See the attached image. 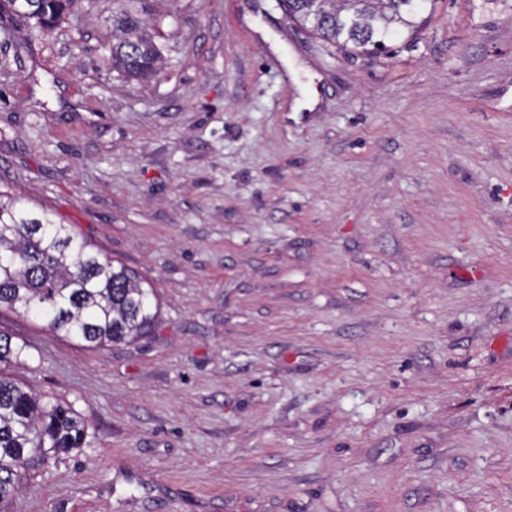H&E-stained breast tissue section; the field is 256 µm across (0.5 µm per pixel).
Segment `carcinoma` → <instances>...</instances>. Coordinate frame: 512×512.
I'll return each mask as SVG.
<instances>
[{
  "label": "carcinoma",
  "mask_w": 512,
  "mask_h": 512,
  "mask_svg": "<svg viewBox=\"0 0 512 512\" xmlns=\"http://www.w3.org/2000/svg\"><path fill=\"white\" fill-rule=\"evenodd\" d=\"M83 0H0L5 11L44 29L80 12ZM439 0H282L288 16L325 43L349 54L379 56L387 42L414 38ZM150 0H112V70L136 81L162 72L150 33ZM0 309L42 320L48 330L87 348L131 343L153 332L154 289L47 210L33 211L0 191ZM24 347L0 331V365ZM87 426L69 407L41 398L0 369V502L21 478L50 459L83 447Z\"/></svg>",
  "instance_id": "1"
}]
</instances>
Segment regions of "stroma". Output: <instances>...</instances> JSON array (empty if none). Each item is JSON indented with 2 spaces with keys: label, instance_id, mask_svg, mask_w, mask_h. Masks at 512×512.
I'll use <instances>...</instances> for the list:
<instances>
[{
  "label": "stroma",
  "instance_id": "35a3bbf8",
  "mask_svg": "<svg viewBox=\"0 0 512 512\" xmlns=\"http://www.w3.org/2000/svg\"><path fill=\"white\" fill-rule=\"evenodd\" d=\"M158 11L149 82L102 0L0 20V188L160 305L103 349L0 312L88 424L0 512H512V0L380 57L272 0Z\"/></svg>",
  "mask_w": 512,
  "mask_h": 512
}]
</instances>
